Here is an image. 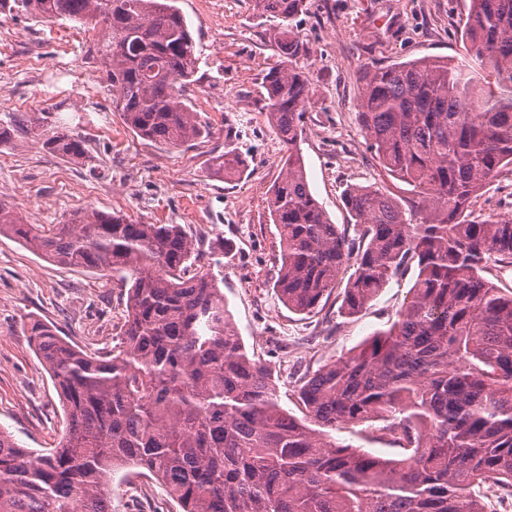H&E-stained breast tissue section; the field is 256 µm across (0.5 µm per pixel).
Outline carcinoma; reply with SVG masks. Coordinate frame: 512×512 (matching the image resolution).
Here are the masks:
<instances>
[{"mask_svg":"<svg viewBox=\"0 0 512 512\" xmlns=\"http://www.w3.org/2000/svg\"><path fill=\"white\" fill-rule=\"evenodd\" d=\"M176 0H13L40 22L99 30L93 50L116 109L140 137L177 148L202 135L187 104L198 57ZM279 20L285 55L264 109L288 146L268 210L281 267L275 289L311 314L351 268L355 315L417 262L410 300L357 349L299 381L306 420L279 401L272 368L246 352L205 257L224 241L180 224L86 210L66 224H26L0 202V237L66 267L120 273L129 285L118 343L100 353L32 319L30 343L59 396L66 432L25 448L0 428V512H111L116 468L161 481L181 512H487L479 483L512 495V291L487 277L512 266V220L473 200L512 165V0H469L467 58H422L360 73L359 119L389 175L413 186L421 221L377 189L353 187L354 235L311 193L297 144L310 101L293 22L305 0H251ZM18 131L78 159L84 138L27 115ZM208 168L243 171L228 153ZM381 421L401 449L383 458L340 445L342 425Z\"/></svg>","mask_w":512,"mask_h":512,"instance_id":"carcinoma-1","label":"carcinoma"}]
</instances>
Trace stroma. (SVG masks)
I'll return each mask as SVG.
<instances>
[{
	"mask_svg": "<svg viewBox=\"0 0 512 512\" xmlns=\"http://www.w3.org/2000/svg\"><path fill=\"white\" fill-rule=\"evenodd\" d=\"M177 5L198 56L186 96L209 129L177 148L143 139L124 123L89 52L94 31L0 11V98L7 102L0 127L41 112L51 122L65 119L87 143L85 157L70 160L16 135L0 146V200L28 224H64L76 211L95 209L223 237L224 300L247 351L270 363L282 406L300 418L298 377L385 329L417 272L390 279L353 317L341 312L339 288L307 316L282 304L274 288L279 232L267 198L286 148L262 110L265 77L283 61L274 41L278 21L255 15L250 0ZM467 6L468 0H306L295 25L307 49L298 63L313 93L300 148L310 190L333 223L350 222L342 200L350 186L415 197L368 148L358 119L360 72L425 57L463 61ZM40 56L51 59L49 70L33 66ZM222 152L240 156L246 171L224 176L208 169L209 156ZM126 300L119 275L64 268L0 238V427L24 447H53L64 430L58 394L30 345V319L54 324L67 341L95 353L113 346ZM108 486L112 512H178L156 480L121 469Z\"/></svg>",
	"mask_w": 512,
	"mask_h": 512,
	"instance_id": "stroma-1",
	"label": "stroma"
}]
</instances>
